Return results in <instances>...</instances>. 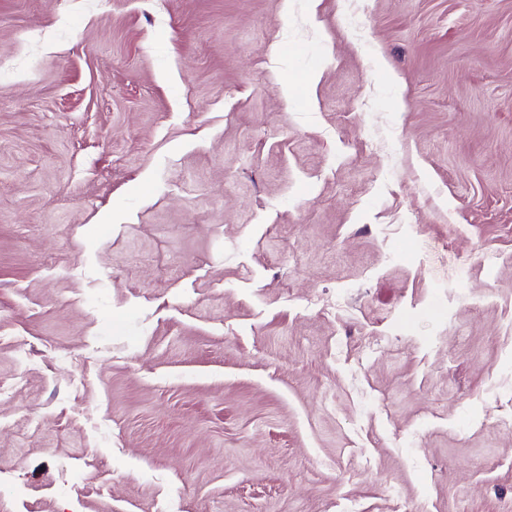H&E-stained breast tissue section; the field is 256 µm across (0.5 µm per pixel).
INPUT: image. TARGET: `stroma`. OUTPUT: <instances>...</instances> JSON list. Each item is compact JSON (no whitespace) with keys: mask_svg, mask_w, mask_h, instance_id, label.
<instances>
[{"mask_svg":"<svg viewBox=\"0 0 512 512\" xmlns=\"http://www.w3.org/2000/svg\"><path fill=\"white\" fill-rule=\"evenodd\" d=\"M348 6L0 0V512H512V0Z\"/></svg>","mask_w":512,"mask_h":512,"instance_id":"stroma-1","label":"stroma"}]
</instances>
